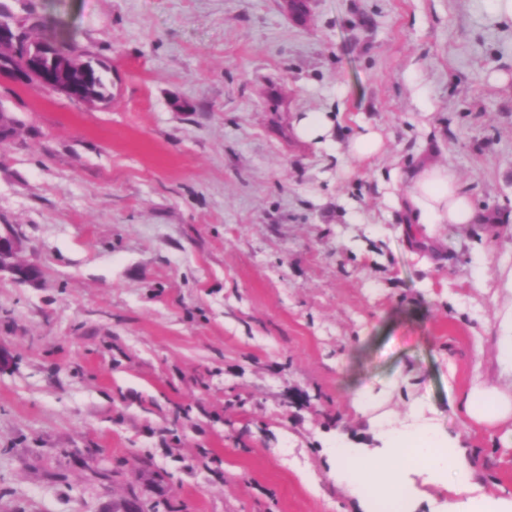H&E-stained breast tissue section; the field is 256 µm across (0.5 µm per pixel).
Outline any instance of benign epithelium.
<instances>
[{"mask_svg": "<svg viewBox=\"0 0 512 512\" xmlns=\"http://www.w3.org/2000/svg\"><path fill=\"white\" fill-rule=\"evenodd\" d=\"M13 26L0 18V57L9 56L13 64L0 74L10 73L17 82L38 91L47 90L64 95L68 99L84 104H94L98 99L84 93L83 89L69 79L73 69L80 70L85 78H91L97 69L98 59L89 54H74L68 60L57 56L55 47L43 41L19 42L13 36ZM21 249L18 236L12 234L0 238V274L9 273L18 281L34 282L40 270L34 265H21L16 255Z\"/></svg>", "mask_w": 512, "mask_h": 512, "instance_id": "benign-epithelium-1", "label": "benign epithelium"}]
</instances>
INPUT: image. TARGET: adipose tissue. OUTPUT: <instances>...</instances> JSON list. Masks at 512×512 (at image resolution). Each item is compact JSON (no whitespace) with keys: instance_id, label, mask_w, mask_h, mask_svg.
Here are the masks:
<instances>
[{"instance_id":"adipose-tissue-1","label":"adipose tissue","mask_w":512,"mask_h":512,"mask_svg":"<svg viewBox=\"0 0 512 512\" xmlns=\"http://www.w3.org/2000/svg\"><path fill=\"white\" fill-rule=\"evenodd\" d=\"M410 234L432 237L438 224H472L476 211L470 196L463 191L456 177L443 165L423 164L403 190ZM464 415L478 423H492L512 413V398L496 387L485 385L471 389L463 403ZM392 448L380 455H365L343 446L333 448L336 459V479L349 487L363 502H371L379 490L402 484L404 475L412 469L426 474L444 472L448 488L455 492L448 512H472L466 494L473 487V474L468 457L455 451L440 460H433L432 450L439 437L433 429L412 431L393 429L389 432Z\"/></svg>"}]
</instances>
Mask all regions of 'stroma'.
Segmentation results:
<instances>
[{
  "mask_svg": "<svg viewBox=\"0 0 512 512\" xmlns=\"http://www.w3.org/2000/svg\"><path fill=\"white\" fill-rule=\"evenodd\" d=\"M105 61L87 107L0 75V228L34 283L0 278V512H363L336 441L356 412L430 421L470 493L512 499V25L492 0H0ZM429 119H422V110ZM329 118L310 142L297 123ZM384 140L347 157L360 122ZM447 165L477 224L424 249L391 187ZM497 361L499 366L512 375V313L505 320V331L497 342ZM512 412V400L494 386L471 389L463 403V414L477 423H493Z\"/></svg>",
  "mask_w": 512,
  "mask_h": 512,
  "instance_id": "stroma-1",
  "label": "stroma"
}]
</instances>
